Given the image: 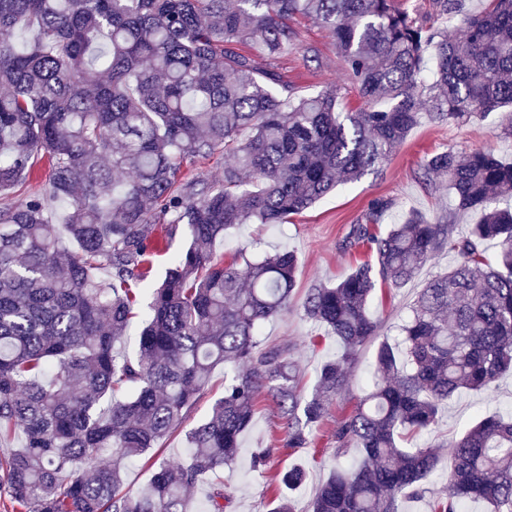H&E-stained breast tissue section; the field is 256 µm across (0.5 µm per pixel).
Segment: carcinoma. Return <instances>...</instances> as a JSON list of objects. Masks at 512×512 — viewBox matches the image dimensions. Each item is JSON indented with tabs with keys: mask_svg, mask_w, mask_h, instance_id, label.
Instances as JSON below:
<instances>
[{
	"mask_svg": "<svg viewBox=\"0 0 512 512\" xmlns=\"http://www.w3.org/2000/svg\"><path fill=\"white\" fill-rule=\"evenodd\" d=\"M432 7L461 16L462 32L393 0H0V196L14 198L0 206V442L20 439L0 454V498L19 512H194L189 491L208 477L205 512H224L217 474L235 465L258 394L275 402L286 445L308 447L346 365L377 335L376 283L399 287L448 252L453 264L422 289L400 343L378 346L373 389L336 429V458H359L336 465L311 512H402L445 453L448 494L431 512L471 498L512 512V416L406 446L448 401L512 372V207L500 206L512 163L490 150L424 159L425 176L448 182L455 210L473 216L465 235L451 217L411 210L378 236L382 201L353 226L350 244L369 245L377 263L308 290L304 316L344 349L308 395L289 350L260 339L292 304L297 256L226 264L216 250L237 224H285L378 170L425 104L456 123L512 107V0L472 14L463 0ZM296 15L331 31L371 107L337 111L334 87L298 96L243 52L285 53ZM26 26L37 35L19 48ZM217 153L224 179L185 177ZM42 160L45 184L32 191ZM180 232L188 244L151 289L137 352L117 354L152 256ZM221 365L224 395L185 433L190 462L154 455L149 481L126 489L125 461L164 447ZM105 454L110 467L96 464Z\"/></svg>",
	"mask_w": 512,
	"mask_h": 512,
	"instance_id": "obj_1",
	"label": "carcinoma"
}]
</instances>
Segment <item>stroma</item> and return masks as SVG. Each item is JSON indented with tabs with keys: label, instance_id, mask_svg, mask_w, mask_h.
Wrapping results in <instances>:
<instances>
[{
	"label": "stroma",
	"instance_id": "35a3bbf8",
	"mask_svg": "<svg viewBox=\"0 0 512 512\" xmlns=\"http://www.w3.org/2000/svg\"><path fill=\"white\" fill-rule=\"evenodd\" d=\"M290 25L296 38L279 59L277 68L297 95H314L333 87L337 90L340 111L358 110L362 101L344 69L331 32L302 17L292 19ZM309 48L315 50L314 58L306 57ZM511 123L512 110L508 108L465 125L421 116L406 142L393 152L380 173L340 188L291 217L288 223L242 224L227 231L222 248L225 260H232L239 253L249 259L258 258L284 248L295 251L300 259L296 303L290 311L266 323L261 337L266 344L291 349L302 372L304 392L314 389L318 370L325 362L340 358L342 347L336 337L318 332L304 318L301 301L308 289L339 282L358 263L376 258L375 253L362 245L344 248L343 242L352 225L377 200L387 204L376 226L381 233L401 223L411 209L439 217L452 207L453 201L447 185L424 177L422 163L426 156L450 147L464 152L488 147L500 158L512 161V134L506 131ZM450 262L447 254H440L399 288L377 283L370 312L379 323L378 335L358 351L343 390L333 398L325 418L314 429L310 447H285L286 434L275 404L271 397L259 396L253 423L242 436L238 462L222 475L226 489L232 494L227 512H270L277 493V475L292 467L302 468L307 474L305 483L293 492L292 498L296 512H308L319 486L336 466L337 427L354 413L359 399L370 391L375 380L374 357L379 343L398 341L400 328L421 289ZM495 411L512 412L511 375L499 379L492 391H468L444 406L437 425L416 436L415 441L421 445L448 441L480 416ZM260 448L275 449L276 454L267 467L256 470L251 460Z\"/></svg>",
	"mask_w": 512,
	"mask_h": 512
}]
</instances>
